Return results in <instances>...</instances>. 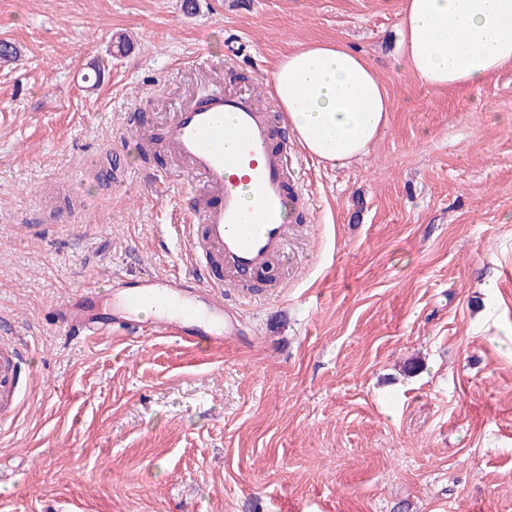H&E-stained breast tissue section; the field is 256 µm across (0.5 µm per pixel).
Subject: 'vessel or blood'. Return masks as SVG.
<instances>
[{
    "label": "vessel or blood",
    "instance_id": "b4317fda",
    "mask_svg": "<svg viewBox=\"0 0 512 512\" xmlns=\"http://www.w3.org/2000/svg\"><path fill=\"white\" fill-rule=\"evenodd\" d=\"M164 136L199 195L217 199L185 224L195 249V275L114 277L107 288H83L61 313L74 335L94 339L118 324L193 344L223 345L238 324L220 292L259 274L288 247L292 226L283 208L294 183L290 158L287 147H275L271 114L259 106L254 90L212 93L175 113ZM215 261L224 267L223 278L206 276ZM21 361L13 342L0 341V409L17 412L23 405L13 385Z\"/></svg>",
    "mask_w": 512,
    "mask_h": 512
}]
</instances>
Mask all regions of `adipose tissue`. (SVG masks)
I'll use <instances>...</instances> for the list:
<instances>
[{"label":"adipose tissue","instance_id":"1","mask_svg":"<svg viewBox=\"0 0 512 512\" xmlns=\"http://www.w3.org/2000/svg\"><path fill=\"white\" fill-rule=\"evenodd\" d=\"M402 57L433 87H481L512 61V0H403ZM305 152L344 163L366 154L388 123V92L374 67L340 42L298 45L271 76Z\"/></svg>","mask_w":512,"mask_h":512}]
</instances>
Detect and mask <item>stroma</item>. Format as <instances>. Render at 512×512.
<instances>
[{
    "label": "stroma",
    "mask_w": 512,
    "mask_h": 512,
    "mask_svg": "<svg viewBox=\"0 0 512 512\" xmlns=\"http://www.w3.org/2000/svg\"><path fill=\"white\" fill-rule=\"evenodd\" d=\"M181 3L0 0V336L31 359L0 512H512V62L424 85L402 0ZM327 40L375 66L389 121L342 166L280 123L306 217L239 335L72 336L80 289L192 271L195 183L140 130L208 89L278 111L279 58Z\"/></svg>",
    "instance_id": "1"
}]
</instances>
